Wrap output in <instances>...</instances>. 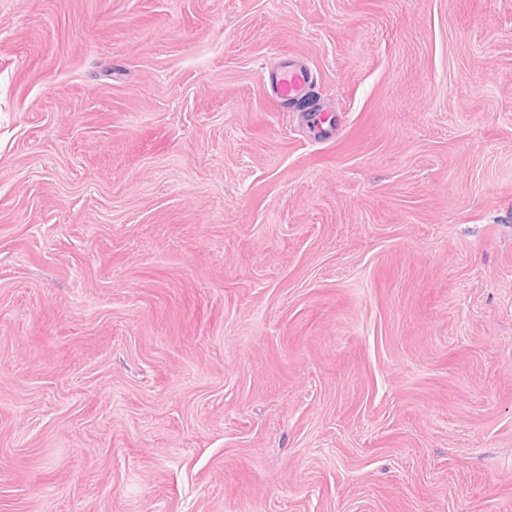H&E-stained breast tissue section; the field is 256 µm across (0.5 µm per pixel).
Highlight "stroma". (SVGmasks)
<instances>
[{
	"instance_id": "35a3bbf8",
	"label": "stroma",
	"mask_w": 512,
	"mask_h": 512,
	"mask_svg": "<svg viewBox=\"0 0 512 512\" xmlns=\"http://www.w3.org/2000/svg\"><path fill=\"white\" fill-rule=\"evenodd\" d=\"M0 512H512V0H0ZM270 86L283 101L297 104L307 95L314 76L300 61L284 58L267 75Z\"/></svg>"
}]
</instances>
